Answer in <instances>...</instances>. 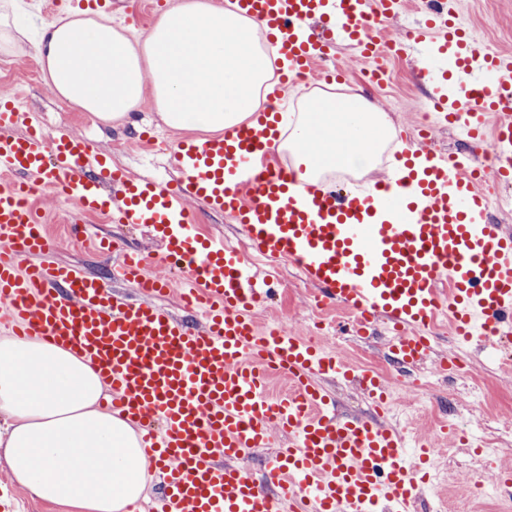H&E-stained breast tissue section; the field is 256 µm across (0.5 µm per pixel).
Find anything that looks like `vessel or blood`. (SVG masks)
I'll use <instances>...</instances> for the list:
<instances>
[{
  "label": "vessel or blood",
  "instance_id": "vessel-or-blood-1",
  "mask_svg": "<svg viewBox=\"0 0 512 512\" xmlns=\"http://www.w3.org/2000/svg\"><path fill=\"white\" fill-rule=\"evenodd\" d=\"M260 23L288 82L313 71L344 42L371 61L417 45L444 69L429 78L440 125L460 127L482 155L438 153L412 142L396 182L375 194L341 193L300 181L266 162L279 113L202 138L178 141L171 181L130 176L68 130L47 134L36 113L0 106V326L84 356L109 389L113 414L130 421L165 495L128 512H416L438 463L432 439L407 449L393 428L343 417L322 380L357 386L375 409L391 397L385 378L339 352L282 328H259L267 291L256 261L295 264L315 303L353 319L355 336L386 320L388 358L404 369L426 361L448 319L456 342L481 347L512 336V229L489 220V187L512 184V55L489 52L431 8L389 40L374 30L402 0H231ZM324 24L320 36L307 32ZM78 212L138 224L180 265V301L150 274L140 253L115 266L114 295L81 266L50 259V240L31 200L36 190ZM229 215L247 250L201 234L191 203ZM288 382L271 394L269 379ZM272 449L264 482L246 459Z\"/></svg>",
  "mask_w": 512,
  "mask_h": 512
}]
</instances>
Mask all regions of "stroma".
<instances>
[{
  "instance_id": "stroma-1",
  "label": "stroma",
  "mask_w": 512,
  "mask_h": 512,
  "mask_svg": "<svg viewBox=\"0 0 512 512\" xmlns=\"http://www.w3.org/2000/svg\"><path fill=\"white\" fill-rule=\"evenodd\" d=\"M108 4L113 23L138 35L147 34L160 14L159 9L154 8L153 0H108ZM454 8L459 22L484 44L497 52H512V0H455ZM33 56L34 40L30 37L17 41L11 54H0V97L20 98L29 109L41 114L48 132L65 128L87 136L93 149L108 154L113 166L125 169L131 175L166 180L176 177L172 150L184 132L160 121L151 97H144L132 119L102 122L57 98ZM323 65V70L340 67L347 73L345 82L333 87L335 92L365 96L389 115L394 127V138L381 152L375 167L359 173H340V181L349 188L388 179L390 155L397 153L403 139L416 135L422 115L429 109V87L418 77L424 65L422 51H413L403 60L389 61V78L382 86L365 83L362 70L366 62L348 45L334 47ZM32 200L43 212L46 230L54 239V259L81 263L91 273L104 278L118 262L119 250L136 248L143 253L151 274L169 277L170 271L162 262L157 245L140 226L110 224L103 216H90V223L118 246L117 253L103 254L93 250L88 241L72 236L71 228L78 217L72 204L46 193L34 194ZM270 285L274 295L258 311L260 325H276L302 336L308 335L316 313L311 291L304 284L299 269L289 263H279ZM326 318L331 329L321 336V343L338 350L352 364L375 369L394 384L413 379L428 382L426 398L406 403L413 413L410 431L419 437H435L437 447L443 450L440 460L451 478L450 512H512V501L505 499L485 503L473 501L469 491L474 473H481L488 482L493 481V474L486 468L477 469L474 448L457 450L451 440L435 435L452 409L457 411L461 427L466 432L484 430L495 436L504 429H512V371L502 367L503 361L512 354L488 344L480 349H469L470 372L444 377L427 366L408 372L392 367L385 357V324H376L374 335L358 338L345 329L347 317L342 311L327 310Z\"/></svg>"
}]
</instances>
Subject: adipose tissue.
I'll return each instance as SVG.
<instances>
[{
    "instance_id": "ef3b65f1",
    "label": "adipose tissue",
    "mask_w": 512,
    "mask_h": 512,
    "mask_svg": "<svg viewBox=\"0 0 512 512\" xmlns=\"http://www.w3.org/2000/svg\"><path fill=\"white\" fill-rule=\"evenodd\" d=\"M34 59L57 96L99 120L139 109L152 84L156 112L173 129L221 132L251 119L274 74L261 28L212 0H179L131 40L109 14L36 19ZM287 146L317 184L330 167L368 170L392 134L386 112L358 95H326L284 118ZM105 384L83 358L38 340L0 337V459L15 483L73 512H126L149 467L125 419L101 410Z\"/></svg>"
}]
</instances>
